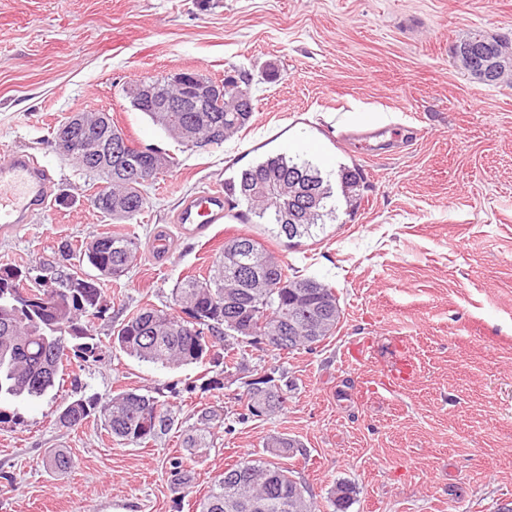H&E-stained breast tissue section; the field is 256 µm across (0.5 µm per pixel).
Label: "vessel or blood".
<instances>
[{
  "label": "vessel or blood",
  "instance_id": "1",
  "mask_svg": "<svg viewBox=\"0 0 512 512\" xmlns=\"http://www.w3.org/2000/svg\"><path fill=\"white\" fill-rule=\"evenodd\" d=\"M54 177L36 156L24 150L0 155V235L29 224L35 213L49 205ZM224 221V194L203 189L184 199L176 215L182 232L197 235Z\"/></svg>",
  "mask_w": 512,
  "mask_h": 512
}]
</instances>
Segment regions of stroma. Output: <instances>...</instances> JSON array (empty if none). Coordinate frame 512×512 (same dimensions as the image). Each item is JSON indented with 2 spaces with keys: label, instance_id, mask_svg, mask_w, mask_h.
Masks as SVG:
<instances>
[{
  "label": "stroma",
  "instance_id": "35a3bbf8",
  "mask_svg": "<svg viewBox=\"0 0 512 512\" xmlns=\"http://www.w3.org/2000/svg\"><path fill=\"white\" fill-rule=\"evenodd\" d=\"M512 40V0H0V154L24 149L53 167L51 206L0 239V267L28 278L58 269L62 243L133 234L137 258L102 282L94 358H72L40 398L0 396V512H197L214 479L272 438L298 449L281 466L319 512L344 481L348 512H496L512 501V74L472 79L453 46L472 32ZM193 69L250 74L246 128L189 150L132 108L142 76ZM109 111L137 146L175 157L147 189L134 224L91 203L104 186L56 153L71 114ZM373 133L371 150L352 140ZM269 153L314 157L325 178L358 167L361 199H337L324 233L289 245L270 225L227 209L204 234L179 235L156 262L149 242L183 197L225 182ZM249 235L300 274L333 287L343 316L312 351L246 348L225 369L223 345L199 364L163 368L116 351L112 334L151 305L179 314L172 290L207 275L230 238ZM413 356L389 380L392 344ZM274 374L287 397L249 417L251 380ZM151 392L176 418L141 445H119L99 422L67 428L59 411L83 396ZM220 420L211 447L184 429L201 409ZM74 466L58 475L49 451Z\"/></svg>",
  "mask_w": 512,
  "mask_h": 512
}]
</instances>
